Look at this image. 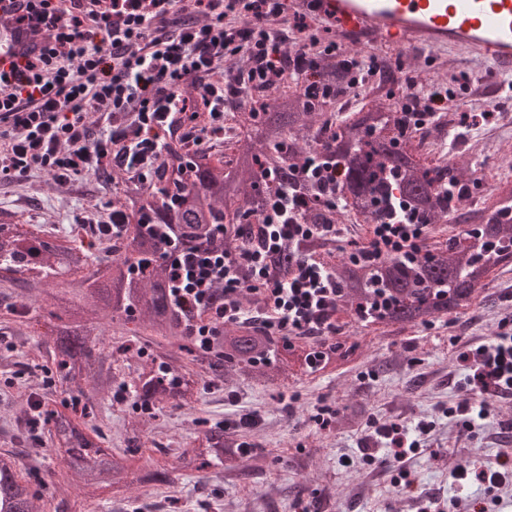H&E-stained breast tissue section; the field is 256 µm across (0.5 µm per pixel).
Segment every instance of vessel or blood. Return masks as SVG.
<instances>
[{"label":"vessel or blood","mask_w":512,"mask_h":512,"mask_svg":"<svg viewBox=\"0 0 512 512\" xmlns=\"http://www.w3.org/2000/svg\"><path fill=\"white\" fill-rule=\"evenodd\" d=\"M289 8L330 22L346 42L456 51L512 70V0H290ZM43 46L38 29L0 26V72H11Z\"/></svg>","instance_id":"1"}]
</instances>
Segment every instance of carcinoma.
<instances>
[{
	"label": "carcinoma",
	"mask_w": 512,
	"mask_h": 512,
	"mask_svg": "<svg viewBox=\"0 0 512 512\" xmlns=\"http://www.w3.org/2000/svg\"><path fill=\"white\" fill-rule=\"evenodd\" d=\"M391 92L336 125L326 141L309 136L316 123L328 124L326 108L309 103L303 92L276 86L255 103L241 106L236 118L242 127L232 144L233 158L207 151L193 156L191 178L145 192L137 185L108 201L123 212L131 200L145 205L143 219L126 232L123 248L98 261L91 276L82 271L91 254L67 240L53 243L25 224L0 234V281L23 285L22 297L51 301L68 318L49 312L58 323L50 331L53 360L71 381L84 380L96 391L112 388L114 352L98 349L103 331L91 316L100 312L113 321L129 323L141 314L156 336L175 341L181 354L160 352L133 383L137 408L144 414L169 400L188 404L198 383V369L213 377L234 371L267 384L288 379L289 364L282 350L287 339L264 336L258 327L238 325L224 330L223 351L203 350L187 335L185 320L171 303L166 268L154 258L161 253L166 233L184 234L187 248L229 247L189 228L191 224L258 223L277 183L265 179L269 170L283 176L288 166L308 153L323 149L336 153L343 170L341 187L364 207L362 222L384 224L388 214L373 206L389 196L423 203L420 223L448 221L473 193L478 177L458 160L432 166L419 159L412 140L400 137L405 116L392 111ZM484 243L450 241L439 248L422 249L414 257L390 254L377 265L379 275L368 273L352 256L338 264V282L344 306L358 323L363 310L381 314L379 325H425L442 316H457L470 307L476 290L486 286L498 269L512 264V191H500L481 218ZM306 371L320 368L315 345L301 346ZM55 452L67 468V479L56 488L58 506H68L70 492L87 499L109 485L127 482L126 459L101 447L98 434L86 432L85 422L65 412L50 418ZM23 448L0 451V512H37L40 490L24 476ZM180 467L214 470L229 476L244 475L251 466L243 450L224 435V428L209 427L198 445L186 449Z\"/></svg>",
	"instance_id": "1"
}]
</instances>
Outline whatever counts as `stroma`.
<instances>
[{"mask_svg":"<svg viewBox=\"0 0 512 512\" xmlns=\"http://www.w3.org/2000/svg\"><path fill=\"white\" fill-rule=\"evenodd\" d=\"M403 61V72L394 74L389 88L400 90L412 76L427 88L453 90L464 110L496 112L475 129L459 126L455 113L439 114L418 138L420 154L430 160L454 155L470 169L484 170L498 187H512V168L501 162L504 151L512 150V102L500 103L492 94L487 67L451 52L432 56L416 48L406 50ZM112 193V187L87 176L73 177L57 191L47 186L42 172L2 180L0 225L28 224L52 241L72 236L104 256L118 244L101 239L95 224L106 218ZM505 319H512V265L497 270L474 305L451 323L440 317L427 326L378 330L342 316L338 339L356 352L324 371L300 372L276 386L204 373L192 405L168 402L150 417L132 402L118 401L114 391L97 395L84 421L102 433L104 447L115 453L135 450L165 464L173 482L107 488L91 501L74 491L69 512H299L303 507L308 512H423L432 499L440 512H471L487 504L494 512H512V399L492 401L490 418L469 434L453 413L470 388V371L458 352L491 340ZM100 320L108 325L107 344L141 351L114 365L117 384L131 385L154 348L140 345L139 323L124 327L105 314ZM49 323V316L23 307L13 285L0 283V355L11 356L0 365V451L13 448L15 436L26 431L28 398L46 397V409L68 413L79 394L77 384L59 380L46 345ZM323 405L336 411L325 429L315 421ZM390 422L406 425L408 440L423 447L410 464L404 492L375 432ZM214 424L251 444L249 476L177 469L182 451ZM26 446L25 468L44 493L40 512H55L51 491L65 469L50 451L49 436L28 439ZM365 448L372 449L374 464H364ZM458 465L499 472L503 481L489 489L469 477L453 479L450 472Z\"/></svg>","mask_w":512,"mask_h":512,"instance_id":"35a3bbf8","label":"stroma"}]
</instances>
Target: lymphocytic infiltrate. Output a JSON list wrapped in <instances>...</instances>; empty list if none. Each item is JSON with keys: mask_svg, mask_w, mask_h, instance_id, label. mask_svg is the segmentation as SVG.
Listing matches in <instances>:
<instances>
[{"mask_svg": "<svg viewBox=\"0 0 512 512\" xmlns=\"http://www.w3.org/2000/svg\"><path fill=\"white\" fill-rule=\"evenodd\" d=\"M35 24L45 35L41 54L13 75L0 74V178L32 172L65 181L118 168L151 182L172 154L187 155L224 129V114L245 93L289 79L328 105L338 93L320 79L324 60L340 59L336 40L314 35L315 20L288 15L286 0H19L0 25ZM205 109L193 111L195 100ZM439 92L409 85L396 103L414 135L431 122ZM97 122H90V114ZM329 212L351 209L338 184L336 164L314 151L280 180L261 215L257 242L238 224H208L216 239L241 238L236 249L185 250L178 236L163 248L174 302L195 314L188 333L209 348L224 328L251 321L240 296L258 295L270 336H318L335 353V316L343 296L331 261L303 253L314 238H336L332 222L308 223L309 203ZM403 203L377 225L359 250L366 266L387 253L409 254L426 241L425 225ZM288 265L271 272L270 256ZM223 289V301L214 292ZM474 386L458 406L470 432L489 414L488 398L512 394V324L502 323L491 343L473 355Z\"/></svg>", "mask_w": 512, "mask_h": 512, "instance_id": "f902f5d3", "label": "lymphocytic infiltrate"}]
</instances>
